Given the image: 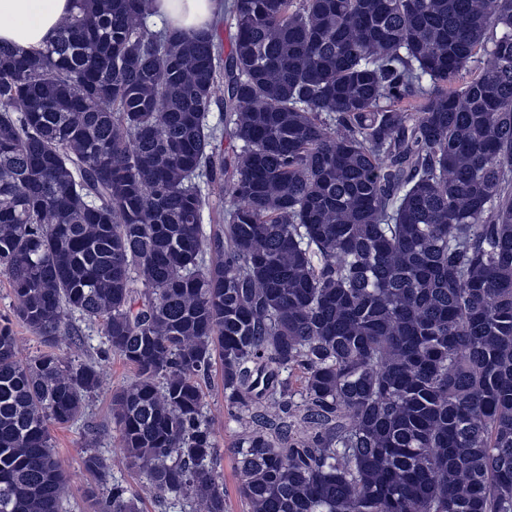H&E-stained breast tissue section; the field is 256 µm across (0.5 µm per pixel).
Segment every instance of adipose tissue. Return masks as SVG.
Returning a JSON list of instances; mask_svg holds the SVG:
<instances>
[{
	"mask_svg": "<svg viewBox=\"0 0 512 512\" xmlns=\"http://www.w3.org/2000/svg\"><path fill=\"white\" fill-rule=\"evenodd\" d=\"M157 17L171 28L194 33L209 29L222 0H154ZM72 0H0V42L21 51L46 46L56 38Z\"/></svg>",
	"mask_w": 512,
	"mask_h": 512,
	"instance_id": "1",
	"label": "adipose tissue"
}]
</instances>
